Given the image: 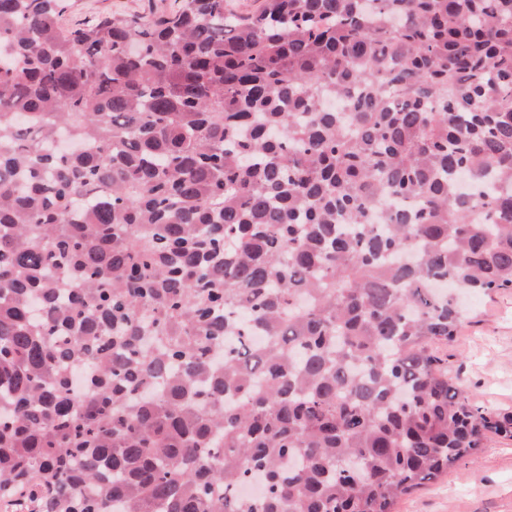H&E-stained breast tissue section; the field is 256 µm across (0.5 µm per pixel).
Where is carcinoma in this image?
I'll return each instance as SVG.
<instances>
[{
    "mask_svg": "<svg viewBox=\"0 0 512 512\" xmlns=\"http://www.w3.org/2000/svg\"><path fill=\"white\" fill-rule=\"evenodd\" d=\"M62 9L0 0V512H393L512 438L438 351L512 288V0ZM181 0H64L60 24L74 27L98 13L112 12L152 16L168 14L178 9Z\"/></svg>",
    "mask_w": 512,
    "mask_h": 512,
    "instance_id": "carcinoma-1",
    "label": "carcinoma"
}]
</instances>
